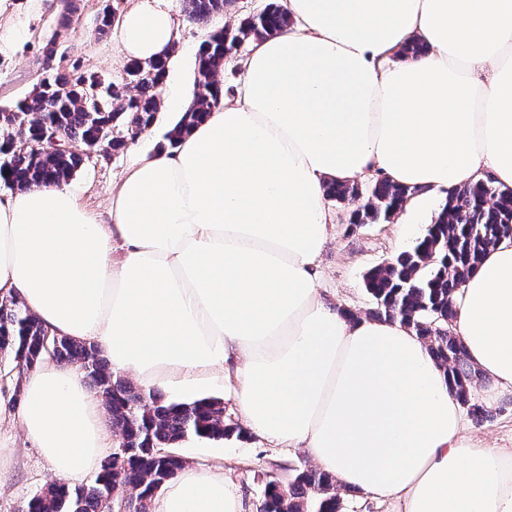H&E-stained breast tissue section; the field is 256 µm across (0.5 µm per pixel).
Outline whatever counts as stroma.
<instances>
[{
  "mask_svg": "<svg viewBox=\"0 0 512 512\" xmlns=\"http://www.w3.org/2000/svg\"><path fill=\"white\" fill-rule=\"evenodd\" d=\"M266 3L267 0H235L224 14L213 17L205 26L193 24L184 13H177L176 18L184 27L182 40L174 51L177 79L194 82L198 50L211 32L236 23L241 16L260 12ZM98 8L97 0H85L77 21L59 45L56 62L63 66L80 63L84 71L97 74L106 83L119 79L123 63L118 58L116 33L100 36L95 31ZM55 16L53 0H13V11L5 25L11 29L15 43L11 50L0 52V108L28 97L41 80V46L52 31ZM168 128V119H161L123 152L86 159L72 177L81 189L86 208L104 213L113 184L125 175L134 158L167 147ZM327 206L338 220L322 256L321 286L339 308L358 317L367 316L374 307L365 287L367 273L412 246L435 221L440 207L432 205L410 225L396 217L385 224L355 225L349 221L350 205L331 200ZM491 410V419L471 418L468 426L488 447L512 448V394L498 398ZM0 440L14 447L9 463L0 468V512H18L34 492L50 481V466L20 427L1 429ZM177 451L188 465L221 467L225 478L242 492L246 512H258L263 497V471L268 466L301 468L314 464L305 449L279 448L252 435L244 439H189L181 442Z\"/></svg>",
  "mask_w": 512,
  "mask_h": 512,
  "instance_id": "35a3bbf8",
  "label": "stroma"
}]
</instances>
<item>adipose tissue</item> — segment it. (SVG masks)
<instances>
[{
	"instance_id": "obj_1",
	"label": "adipose tissue",
	"mask_w": 512,
	"mask_h": 512,
	"mask_svg": "<svg viewBox=\"0 0 512 512\" xmlns=\"http://www.w3.org/2000/svg\"><path fill=\"white\" fill-rule=\"evenodd\" d=\"M241 76L180 140L139 158L105 214L70 184L0 192V300L94 345L144 389L196 399L232 381L247 429L305 448L337 484L393 512H512V449L482 446L446 371L406 325L354 318L320 289L329 183L382 175L447 194L512 187V0H280ZM170 0H132L119 55L172 60ZM425 54L402 56L412 40ZM469 361L512 389V237L454 297ZM102 400L43 361L0 427L19 423L70 484L113 448ZM151 512H245L222 473L187 467Z\"/></svg>"
}]
</instances>
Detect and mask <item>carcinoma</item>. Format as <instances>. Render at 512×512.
Here are the masks:
<instances>
[{"label":"carcinoma","instance_id":"carcinoma-1","mask_svg":"<svg viewBox=\"0 0 512 512\" xmlns=\"http://www.w3.org/2000/svg\"><path fill=\"white\" fill-rule=\"evenodd\" d=\"M80 0H61L56 27L42 47L44 60L57 55L56 33L67 32ZM188 20L206 25L234 0H178ZM120 12V0H105L96 32L112 30L111 15ZM288 24L279 0H268L257 14L241 17L209 35L201 46L194 85L195 99L181 121L168 133L170 145L224 97L220 74L247 44L281 32ZM163 59L131 61L115 82L102 86L77 64L52 67L32 96L12 108L0 109V181L12 189L67 181L83 156L124 150L155 123L160 88L166 78ZM53 125L72 149L31 151L26 143L41 140ZM416 190L379 177L364 185L331 183L326 197L353 205L352 224L388 221ZM512 236V187L491 179L463 185L448 193L437 219L415 245L401 251L366 276V290L374 300L377 320L413 328L427 343L434 359L448 372L461 406L482 419L491 415L475 402L473 388L481 374L466 359L462 341L453 335L452 298L475 269L484 250ZM0 354L12 357L20 393L22 376L45 358L82 370L99 394L112 424L119 430L118 448L101 464L88 485L62 482L37 490L21 512H116L119 499L112 491L127 492L138 512H149L154 492L173 478L186 460L175 452L189 438L222 439L236 431L224 420L223 403L202 398L168 402L156 390L134 388L112 370L98 350L87 343L54 336L16 299L0 302ZM275 465L265 473L261 512H344L347 503L325 471Z\"/></svg>","mask_w":512,"mask_h":512}]
</instances>
